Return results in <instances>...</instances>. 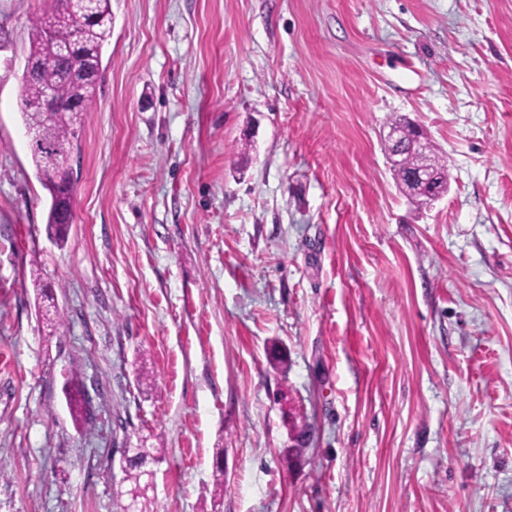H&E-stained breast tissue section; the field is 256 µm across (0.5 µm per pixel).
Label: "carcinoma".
I'll return each mask as SVG.
<instances>
[{
	"label": "carcinoma",
	"instance_id": "1",
	"mask_svg": "<svg viewBox=\"0 0 512 512\" xmlns=\"http://www.w3.org/2000/svg\"><path fill=\"white\" fill-rule=\"evenodd\" d=\"M112 37L111 0H42L41 14L33 24L27 56L42 57L46 64L39 72L22 70L18 77L21 86L20 114L22 124L30 121V108L46 91L54 92L57 108L54 119L40 133L41 143L30 145V154L40 180L50 196L47 214V237L56 244L64 243L69 222L63 213L73 207L74 188L64 190L46 177L54 162L63 159L74 149L79 138L78 123L82 113L90 112L96 103L99 80L74 81L68 71L92 62L102 71L103 51ZM406 144L394 169L396 182L405 181L407 172L427 165L443 181H448V160L432 152L422 155L411 149V141L417 136V128L406 125ZM161 457L146 449L137 453V459L124 471L123 481L132 487L142 486L147 471V459Z\"/></svg>",
	"mask_w": 512,
	"mask_h": 512
}]
</instances>
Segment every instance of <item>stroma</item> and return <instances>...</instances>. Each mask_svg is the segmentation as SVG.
Here are the masks:
<instances>
[{
  "label": "stroma",
  "mask_w": 512,
  "mask_h": 512,
  "mask_svg": "<svg viewBox=\"0 0 512 512\" xmlns=\"http://www.w3.org/2000/svg\"><path fill=\"white\" fill-rule=\"evenodd\" d=\"M41 7L0 0V512H123L126 446L157 512H512V0H111L60 246ZM397 119L448 160L433 204ZM435 178L431 171L426 168H419L409 178L410 184L414 187V192H424L428 205L439 200L446 194L441 188L435 186ZM137 449H140L141 451L137 453V459L130 463L125 469L123 477V482H129L132 485L131 489L144 485H142V482H144V477L147 476V470H144L143 467L148 457L152 460H156L157 462H160L161 460V456L151 454L146 450V448Z\"/></svg>",
  "instance_id": "1"
}]
</instances>
